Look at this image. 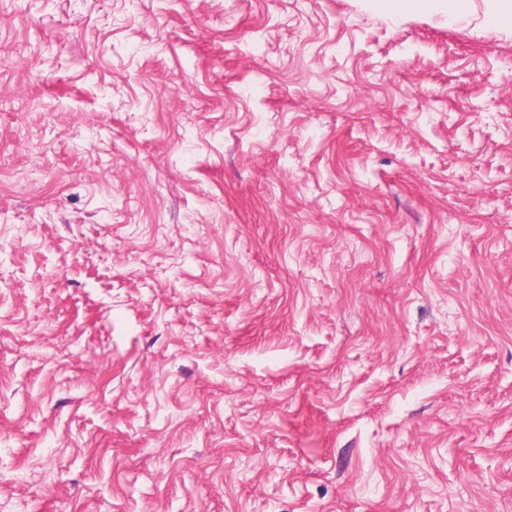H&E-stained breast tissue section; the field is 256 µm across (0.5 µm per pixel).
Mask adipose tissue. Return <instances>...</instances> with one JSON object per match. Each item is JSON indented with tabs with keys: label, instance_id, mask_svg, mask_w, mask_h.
Listing matches in <instances>:
<instances>
[{
	"label": "adipose tissue",
	"instance_id": "ef3b65f1",
	"mask_svg": "<svg viewBox=\"0 0 512 512\" xmlns=\"http://www.w3.org/2000/svg\"><path fill=\"white\" fill-rule=\"evenodd\" d=\"M393 13L436 12L447 16L449 25L470 24L474 20L512 33V0H383Z\"/></svg>",
	"mask_w": 512,
	"mask_h": 512
}]
</instances>
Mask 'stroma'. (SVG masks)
<instances>
[{
	"label": "stroma",
	"instance_id": "35a3bbf8",
	"mask_svg": "<svg viewBox=\"0 0 512 512\" xmlns=\"http://www.w3.org/2000/svg\"><path fill=\"white\" fill-rule=\"evenodd\" d=\"M0 512H512V38L0 0Z\"/></svg>",
	"mask_w": 512,
	"mask_h": 512
}]
</instances>
